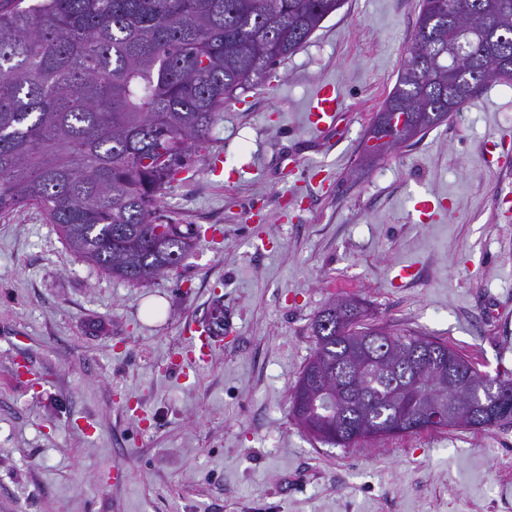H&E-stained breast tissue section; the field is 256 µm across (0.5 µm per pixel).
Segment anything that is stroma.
<instances>
[{"mask_svg":"<svg viewBox=\"0 0 512 512\" xmlns=\"http://www.w3.org/2000/svg\"><path fill=\"white\" fill-rule=\"evenodd\" d=\"M418 11L346 0L225 104L160 209L206 234L148 284L81 261L39 209L0 219V512H512V426L336 448L289 411L311 323L345 295L370 323L512 373V163L484 150L494 137L512 150V92L491 84L423 137L360 161ZM323 81L345 99L338 144L303 122ZM246 164L253 174L229 183ZM307 166L324 167L321 185ZM436 196L443 215L421 220L418 202ZM217 308L224 345L183 377L182 327Z\"/></svg>","mask_w":512,"mask_h":512,"instance_id":"1","label":"stroma"}]
</instances>
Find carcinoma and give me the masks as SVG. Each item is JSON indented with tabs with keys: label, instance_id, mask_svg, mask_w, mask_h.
I'll return each instance as SVG.
<instances>
[{
	"label": "carcinoma",
	"instance_id": "carcinoma-1",
	"mask_svg": "<svg viewBox=\"0 0 512 512\" xmlns=\"http://www.w3.org/2000/svg\"><path fill=\"white\" fill-rule=\"evenodd\" d=\"M344 0H0V217L34 206L71 250L102 273L144 285L198 241L161 224L162 198L200 153L224 104L305 44ZM504 0H420L412 47L381 111L414 112L421 132L446 122L448 82L482 79L495 48L512 51ZM355 296L330 301L290 411L322 443L349 448L361 430L392 435L394 369L422 343L429 365L469 362L448 343L364 323ZM332 322L329 332L319 321ZM388 336L393 349L336 396L354 365L349 337Z\"/></svg>",
	"mask_w": 512,
	"mask_h": 512
}]
</instances>
